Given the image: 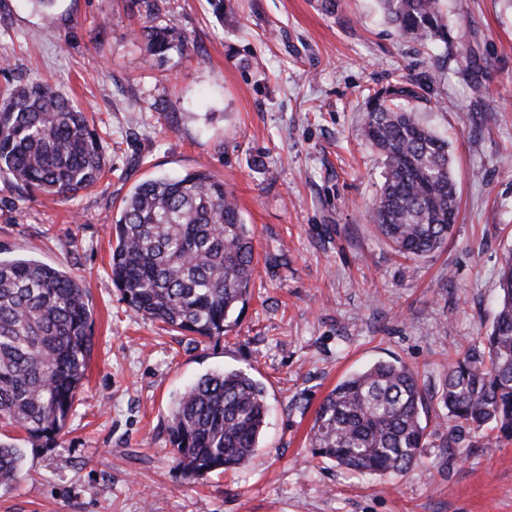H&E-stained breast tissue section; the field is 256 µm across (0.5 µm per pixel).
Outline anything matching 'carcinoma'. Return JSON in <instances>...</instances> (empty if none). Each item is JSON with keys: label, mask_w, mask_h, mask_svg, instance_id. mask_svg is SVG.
<instances>
[{"label": "carcinoma", "mask_w": 512, "mask_h": 512, "mask_svg": "<svg viewBox=\"0 0 512 512\" xmlns=\"http://www.w3.org/2000/svg\"><path fill=\"white\" fill-rule=\"evenodd\" d=\"M386 23L421 46L448 43L442 0H378ZM141 36L161 51L170 30L146 11ZM398 82L367 103L361 135L385 158L370 218L394 251L415 259L448 240L456 183L448 143L400 101L423 97ZM107 168L86 113L53 84L34 80L0 98V174L23 190L65 200L94 186ZM112 280L137 314L194 339L237 323L254 276L255 232L233 192L210 172L137 185L112 218ZM498 310L483 348L461 349L448 365L439 403L451 425L442 447L480 437L512 439V249L500 263ZM92 314L71 276L34 260L0 257V423L24 441L55 443L86 379ZM429 400L405 362L378 360L326 395L309 431L311 457L348 470L402 474L429 445ZM261 382L241 369L201 376L176 398L169 426L178 466L200 480L252 460L267 425ZM24 449L0 440V487L19 478Z\"/></svg>", "instance_id": "cac0c4a2"}]
</instances>
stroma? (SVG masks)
<instances>
[{"instance_id":"1","label":"stroma","mask_w":512,"mask_h":512,"mask_svg":"<svg viewBox=\"0 0 512 512\" xmlns=\"http://www.w3.org/2000/svg\"><path fill=\"white\" fill-rule=\"evenodd\" d=\"M157 0L177 40L138 36L142 0H0V95L57 83L93 117L109 171L64 202L0 175V256L77 278L93 349L52 448L27 446L0 512H512V441L423 449L400 476L313 459L307 435L336 384L376 360L414 366L434 396L459 346L480 344L512 248V0H443L458 47L420 46L376 0ZM406 80L409 102L448 143L459 194L436 252L404 259L368 218L384 158L362 141L365 102ZM205 168L255 231L254 292L238 322L204 341L137 315L112 281L109 219L140 182ZM244 370L269 424L246 466L190 481L168 427L202 374Z\"/></svg>"}]
</instances>
